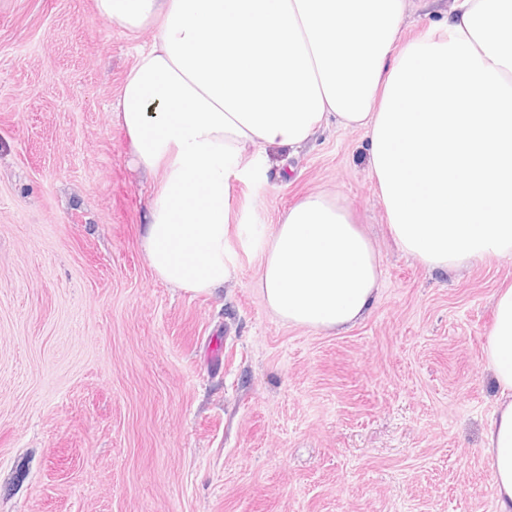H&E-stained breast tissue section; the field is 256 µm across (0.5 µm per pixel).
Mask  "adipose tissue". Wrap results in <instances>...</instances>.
Returning <instances> with one entry per match:
<instances>
[{"mask_svg":"<svg viewBox=\"0 0 512 512\" xmlns=\"http://www.w3.org/2000/svg\"><path fill=\"white\" fill-rule=\"evenodd\" d=\"M408 0H94L135 38L153 30L111 103L135 167L155 176L141 245L171 287L212 294L238 275L226 246L231 172L323 126L362 129L399 249L432 269L512 255V0H454L440 34L401 38ZM347 205L293 203L263 242L267 308L322 332L380 288ZM484 432L495 512H512V285L495 295Z\"/></svg>","mask_w":512,"mask_h":512,"instance_id":"1","label":"adipose tissue"}]
</instances>
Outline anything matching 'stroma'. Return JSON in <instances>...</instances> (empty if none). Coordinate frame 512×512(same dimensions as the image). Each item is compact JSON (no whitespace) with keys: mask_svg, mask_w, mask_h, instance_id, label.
I'll list each match as a JSON object with an SVG mask.
<instances>
[{"mask_svg":"<svg viewBox=\"0 0 512 512\" xmlns=\"http://www.w3.org/2000/svg\"><path fill=\"white\" fill-rule=\"evenodd\" d=\"M451 5L411 0L404 40ZM151 38L93 0H0V512H495L483 347L512 257L403 254L367 134L332 127L231 179L235 280L163 283L141 247L152 181L109 112ZM311 192L381 258L340 334L280 320L255 286L263 237Z\"/></svg>","mask_w":512,"mask_h":512,"instance_id":"stroma-1","label":"stroma"}]
</instances>
